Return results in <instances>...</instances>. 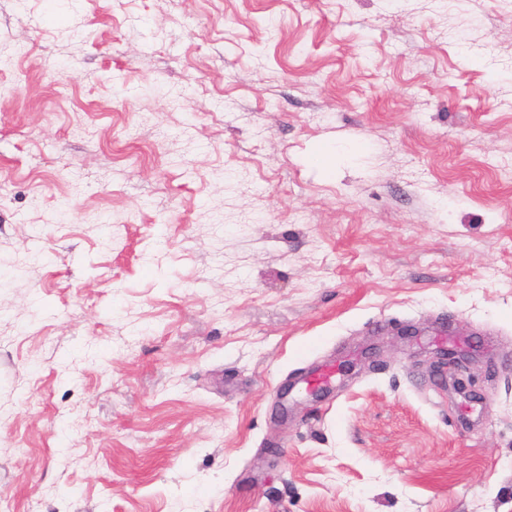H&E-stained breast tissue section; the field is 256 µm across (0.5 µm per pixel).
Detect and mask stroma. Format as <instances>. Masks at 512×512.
I'll return each instance as SVG.
<instances>
[{
	"label": "stroma",
	"instance_id": "1",
	"mask_svg": "<svg viewBox=\"0 0 512 512\" xmlns=\"http://www.w3.org/2000/svg\"><path fill=\"white\" fill-rule=\"evenodd\" d=\"M0 504L512 512V0H0ZM436 362L443 368L445 367L447 369H453L451 375L453 377L454 390L458 394L463 395L464 398L469 397L470 393L468 386L471 385V379L469 375L465 376L462 369H460L459 361L457 360L455 353L450 350L440 353V356L437 357Z\"/></svg>",
	"mask_w": 512,
	"mask_h": 512
}]
</instances>
